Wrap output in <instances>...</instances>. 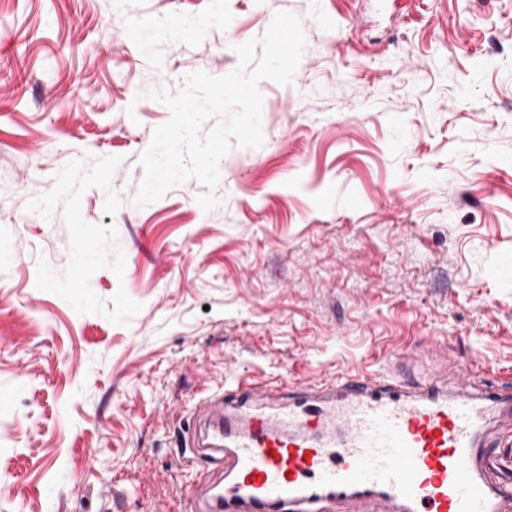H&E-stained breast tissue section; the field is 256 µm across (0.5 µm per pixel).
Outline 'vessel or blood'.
I'll return each mask as SVG.
<instances>
[{
  "instance_id": "b4317fda",
  "label": "vessel or blood",
  "mask_w": 512,
  "mask_h": 512,
  "mask_svg": "<svg viewBox=\"0 0 512 512\" xmlns=\"http://www.w3.org/2000/svg\"><path fill=\"white\" fill-rule=\"evenodd\" d=\"M382 376L291 388L235 380L200 398L182 441L190 512H512L479 448L498 394Z\"/></svg>"
}]
</instances>
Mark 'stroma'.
<instances>
[{
  "label": "stroma",
  "instance_id": "35a3bbf8",
  "mask_svg": "<svg viewBox=\"0 0 512 512\" xmlns=\"http://www.w3.org/2000/svg\"><path fill=\"white\" fill-rule=\"evenodd\" d=\"M0 0V512H186L226 380L512 393V0ZM258 148L135 203L188 75L277 12Z\"/></svg>",
  "mask_w": 512,
  "mask_h": 512
}]
</instances>
